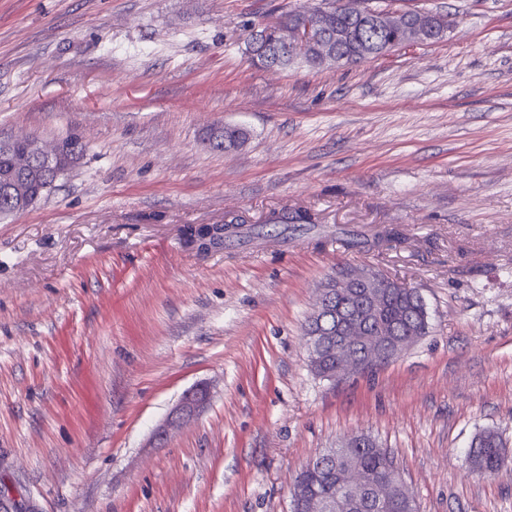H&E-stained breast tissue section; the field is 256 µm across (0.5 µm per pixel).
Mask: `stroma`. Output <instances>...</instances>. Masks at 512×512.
<instances>
[{"label":"stroma","instance_id":"35a3bbf8","mask_svg":"<svg viewBox=\"0 0 512 512\" xmlns=\"http://www.w3.org/2000/svg\"><path fill=\"white\" fill-rule=\"evenodd\" d=\"M327 4L0 0V140L86 146L0 218V512H291L301 468L355 433L418 512H512V472L466 461L486 428L512 451V0H360L453 27L338 67L252 62L251 27ZM220 125L247 143L212 150ZM282 210L312 230L183 239ZM362 265L416 288L429 332L328 380L303 325ZM239 224H200L195 226L194 236L187 244L198 254L205 255L219 250L224 237L232 235L239 229ZM209 396V390L204 386L188 391L181 402L174 408L165 424L159 428L156 433V439L159 442L166 440L171 428L191 421L196 412L206 404Z\"/></svg>","mask_w":512,"mask_h":512}]
</instances>
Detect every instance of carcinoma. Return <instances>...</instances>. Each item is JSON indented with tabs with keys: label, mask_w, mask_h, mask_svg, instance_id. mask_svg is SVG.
<instances>
[{
	"label": "carcinoma",
	"mask_w": 512,
	"mask_h": 512,
	"mask_svg": "<svg viewBox=\"0 0 512 512\" xmlns=\"http://www.w3.org/2000/svg\"><path fill=\"white\" fill-rule=\"evenodd\" d=\"M434 41L446 37L448 18L441 14H427ZM404 31L398 28L366 29L362 41L341 46L344 55L367 54L374 58L401 46ZM257 40L272 49L277 44L276 31L263 27L250 33L247 52L250 57L264 65H269L268 56L254 46ZM247 132L240 127L220 126L208 133L210 146L217 151H228L243 145ZM71 165L50 168L36 153L27 150L20 141L15 142L12 152L0 157V216L17 215L35 203L34 196L44 195L65 174ZM378 325L395 336H423L428 332V315L424 301L414 288L400 286L390 290L379 313ZM392 453L386 448H347L336 460L315 459L306 464L295 480L294 486L326 496L336 505L333 512H407V502L398 494L389 496L388 502L377 507L373 504L361 508L348 507L349 497L343 486L338 484L336 472L353 460L359 479L365 485L382 481ZM467 460L471 468L485 475L497 474L508 460L507 451L500 434L494 429L481 431L473 440Z\"/></svg>",
	"instance_id": "1"
}]
</instances>
